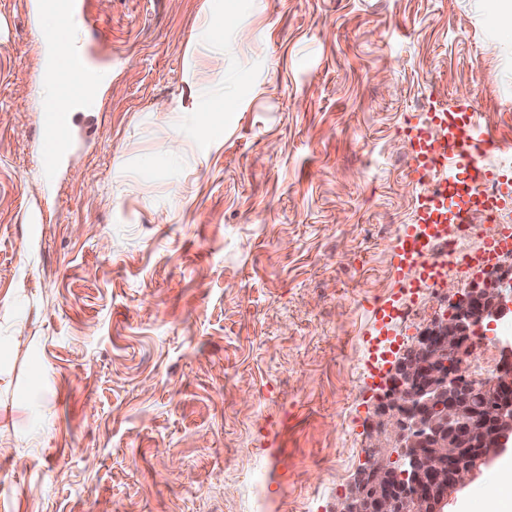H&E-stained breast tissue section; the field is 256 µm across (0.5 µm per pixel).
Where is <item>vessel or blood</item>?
<instances>
[{
    "mask_svg": "<svg viewBox=\"0 0 512 512\" xmlns=\"http://www.w3.org/2000/svg\"><path fill=\"white\" fill-rule=\"evenodd\" d=\"M46 0H31L29 22L38 35L42 50L50 52L54 45L66 40L70 28H82L89 22L85 8L77 0H63L70 18L69 26L59 27L54 36H47L44 20ZM50 74L90 77L94 71L88 56L80 51L68 55H51L47 67ZM69 115L60 111L55 102L41 101L37 122L45 136L40 140L36 155L45 173L55 172L67 152L63 132ZM408 145L413 162L411 172L438 170L445 187L435 192H423L415 200L413 220L402 225L393 249L392 266L408 283L436 280L440 271L432 262L428 245L446 235L448 227L467 225L475 212L494 213L512 205V176L493 172L480 165L479 157L494 147L486 139L475 120L471 102L460 101L448 107L436 108L427 123L410 126ZM491 182L497 189L492 193L476 192L480 183Z\"/></svg>",
    "mask_w": 512,
    "mask_h": 512,
    "instance_id": "vessel-or-blood-1",
    "label": "vessel or blood"
}]
</instances>
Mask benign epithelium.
Instances as JSON below:
<instances>
[{
    "instance_id": "benign-epithelium-1",
    "label": "benign epithelium",
    "mask_w": 512,
    "mask_h": 512,
    "mask_svg": "<svg viewBox=\"0 0 512 512\" xmlns=\"http://www.w3.org/2000/svg\"><path fill=\"white\" fill-rule=\"evenodd\" d=\"M512 315V266L487 270L451 310L436 316L395 354L368 423L370 453L337 512H445L448 498L512 440V340L499 347L498 371L464 379L459 364L471 336Z\"/></svg>"
}]
</instances>
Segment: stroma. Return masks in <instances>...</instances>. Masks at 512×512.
<instances>
[{
  "label": "stroma",
  "mask_w": 512,
  "mask_h": 512,
  "mask_svg": "<svg viewBox=\"0 0 512 512\" xmlns=\"http://www.w3.org/2000/svg\"><path fill=\"white\" fill-rule=\"evenodd\" d=\"M85 2L108 80L49 176L0 0V512H255L256 471L268 512H336L422 190L404 130L467 98L512 146V33L476 0H239L219 41L226 0Z\"/></svg>",
  "instance_id": "35a3bbf8"
}]
</instances>
